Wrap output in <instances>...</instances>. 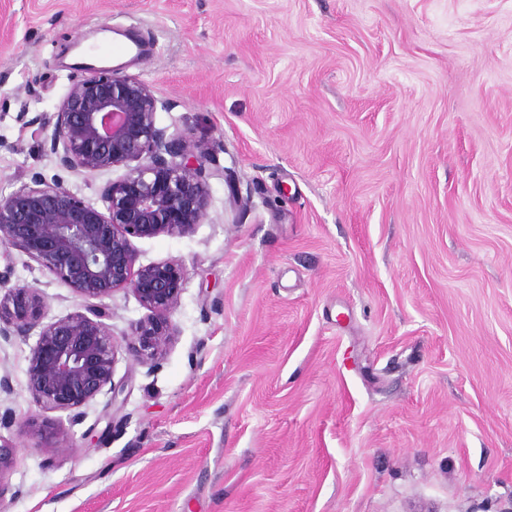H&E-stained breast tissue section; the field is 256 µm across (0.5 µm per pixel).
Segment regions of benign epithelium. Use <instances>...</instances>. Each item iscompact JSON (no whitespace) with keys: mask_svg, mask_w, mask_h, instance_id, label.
Instances as JSON below:
<instances>
[{"mask_svg":"<svg viewBox=\"0 0 512 512\" xmlns=\"http://www.w3.org/2000/svg\"><path fill=\"white\" fill-rule=\"evenodd\" d=\"M125 66L86 64L55 111L42 117L44 146L59 166L76 174L124 173L101 191L105 211L63 184L35 182L0 198V244L19 247L38 266L88 301L87 313L45 321L40 289L0 280V340L38 336L28 358V389L48 410L68 411L119 389L112 375L119 343L99 301L131 290L149 311L136 323L127 350L159 359L174 336L170 321L183 289L177 261L137 265L130 238L184 235L207 215L210 180L227 177L216 154L160 127L156 113L169 106ZM18 427L59 447L53 429H36L6 410L0 429ZM17 447L0 435V477L16 461Z\"/></svg>","mask_w":512,"mask_h":512,"instance_id":"1","label":"benign epithelium"}]
</instances>
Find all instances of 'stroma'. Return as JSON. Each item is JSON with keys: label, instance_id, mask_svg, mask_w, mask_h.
<instances>
[{"label": "stroma", "instance_id": "35a3bbf8", "mask_svg": "<svg viewBox=\"0 0 512 512\" xmlns=\"http://www.w3.org/2000/svg\"><path fill=\"white\" fill-rule=\"evenodd\" d=\"M103 23L150 34L127 74L233 179L190 234L132 239L186 279L118 397L41 409L35 337L0 345V413L62 442L8 431L0 512H512V0H0V196L99 201L39 118ZM0 276L85 309L19 249ZM105 304L121 342L148 314ZM13 426H17L20 431H29L33 434H37L41 442L53 448L61 447L59 442L56 441V434L52 428H38L35 430L34 426L27 420L17 421L13 414L5 410L4 413L0 414V476L9 470L16 461L17 447L4 438L1 435V428L10 429Z\"/></svg>", "mask_w": 512, "mask_h": 512}]
</instances>
